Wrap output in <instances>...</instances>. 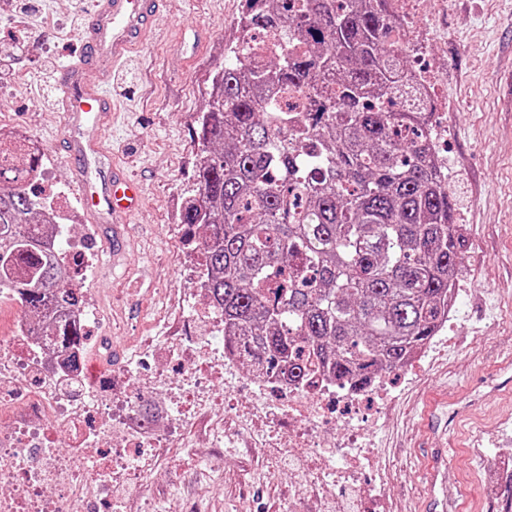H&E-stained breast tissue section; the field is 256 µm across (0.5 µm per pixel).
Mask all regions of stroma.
I'll return each instance as SVG.
<instances>
[{
  "label": "stroma",
  "instance_id": "1",
  "mask_svg": "<svg viewBox=\"0 0 512 512\" xmlns=\"http://www.w3.org/2000/svg\"><path fill=\"white\" fill-rule=\"evenodd\" d=\"M42 21L22 31L13 23L16 0H0V47L22 42L0 78V128L37 138L45 167L61 177L72 211H80L72 169L62 149L67 129L58 109L36 93L45 69L76 58L75 0H28ZM242 0H161L158 25L146 46L113 73L110 95L119 111L104 139L112 162L145 187L130 218L120 266H112V230L95 227L100 273L91 282L103 321L112 325L113 365L125 349L162 345L164 337L199 336L202 326L182 315L194 276L179 259L192 250L179 223L193 187L199 152L196 119L207 79L224 67V47ZM404 24L427 39L409 52L412 68L433 79L434 97L448 139L442 149L454 220L466 239L457 316L439 334L440 352L416 369L390 376L392 394L369 405L364 433L377 448L390 512H423L429 485L423 422L427 398L447 396L441 417L461 450L445 476L461 490L464 512H503L501 495L486 487V449L512 452V0H402ZM243 366L228 368L217 391L224 401L225 438L204 450L199 420L181 442L173 468L159 473L148 495L152 512H286L294 477L287 470L299 448L283 449L270 465L256 448L257 428L235 418L251 393Z\"/></svg>",
  "mask_w": 512,
  "mask_h": 512
}]
</instances>
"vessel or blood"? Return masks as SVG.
<instances>
[{"label": "vessel or blood", "mask_w": 512, "mask_h": 512, "mask_svg": "<svg viewBox=\"0 0 512 512\" xmlns=\"http://www.w3.org/2000/svg\"><path fill=\"white\" fill-rule=\"evenodd\" d=\"M158 2L96 0L92 17L81 31L78 59L63 70L61 102L69 129L64 150L73 164L86 213L95 222L132 212L140 204L139 183L114 167L103 147L114 110L103 86L112 78V65L144 45L156 21ZM93 66L99 73L97 82L91 83L85 74Z\"/></svg>", "instance_id": "obj_1"}]
</instances>
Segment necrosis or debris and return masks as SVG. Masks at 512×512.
I'll list each match as a JSON object with an SVG mask.
<instances>
[{"mask_svg": "<svg viewBox=\"0 0 512 512\" xmlns=\"http://www.w3.org/2000/svg\"><path fill=\"white\" fill-rule=\"evenodd\" d=\"M47 220L53 253L68 266L73 282H86L97 265L91 236L77 237L61 212ZM0 295L11 309L7 324H0V512H112L172 458L183 432L194 427L197 411L212 415L213 431L222 428L215 384L223 380L230 359L222 343L224 322L213 307L191 315L214 338L210 351H199L185 338L161 351L131 350L124 364L92 381L87 356L94 351L111 358V331L61 346L42 333L41 318L31 316L11 289ZM147 358L157 368L143 379L137 367ZM158 384L165 388L161 399L148 394ZM384 385L378 378L360 392L325 376L306 386L282 373L255 374L246 420L264 423L260 447L288 442L306 448L296 485L319 486L322 500L332 502L335 512H365L366 502L383 499L384 481L360 464L375 455L365 442L360 406L379 398ZM273 393L284 402L282 414L268 407ZM335 412L346 429L333 438L324 417ZM105 432L115 439L112 447L98 444ZM59 433L71 449L55 446Z\"/></svg>", "mask_w": 512, "mask_h": 512, "instance_id": "1", "label": "necrosis or debris"}]
</instances>
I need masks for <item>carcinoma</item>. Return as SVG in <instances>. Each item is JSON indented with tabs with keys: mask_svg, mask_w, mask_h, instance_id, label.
I'll return each instance as SVG.
<instances>
[{
	"mask_svg": "<svg viewBox=\"0 0 512 512\" xmlns=\"http://www.w3.org/2000/svg\"><path fill=\"white\" fill-rule=\"evenodd\" d=\"M289 2L244 0L228 63L208 78L180 223L190 240L205 230L206 287L233 360L361 390L439 332L466 240L394 0ZM261 34L283 49L262 54ZM38 162L0 133V289L54 314L76 289L25 184ZM49 335L73 344L83 330L55 314Z\"/></svg>",
	"mask_w": 512,
	"mask_h": 512,
	"instance_id": "obj_1",
	"label": "carcinoma"
}]
</instances>
